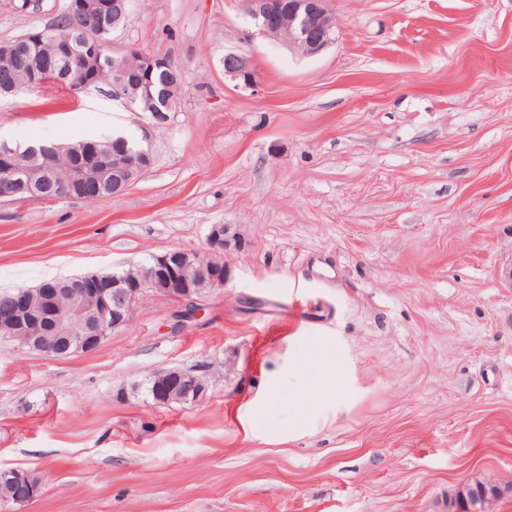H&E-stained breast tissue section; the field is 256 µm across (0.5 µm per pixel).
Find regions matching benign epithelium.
Masks as SVG:
<instances>
[{
    "instance_id": "obj_1",
    "label": "benign epithelium",
    "mask_w": 512,
    "mask_h": 512,
    "mask_svg": "<svg viewBox=\"0 0 512 512\" xmlns=\"http://www.w3.org/2000/svg\"><path fill=\"white\" fill-rule=\"evenodd\" d=\"M246 11L254 22L257 34L264 37L281 35L288 30L285 41L304 56H315L333 42L334 17L328 0H244ZM63 15L69 31L54 37L55 52H41L49 30L35 29L22 37L0 44V53L16 58L24 56L31 75V85L40 87L47 74L54 75L62 85L79 90L97 86V75L107 61H112L111 96L131 107L135 99L130 89L137 87L151 92L152 77L158 70L169 74L168 88L176 93L182 86V73L172 68L167 58L141 51L135 45L121 49L109 46L106 54L101 35L114 33L127 25L130 0H65ZM224 76L245 87L257 84V73L244 54L224 55ZM58 148H43L40 166L21 168L16 153L8 145L0 148V199L13 202L41 201V187L55 178ZM106 154L125 156L123 166H101L95 170L75 164L68 182L59 189L60 197L80 202H92L110 190L120 196L154 162L150 129H143L141 140L129 141L117 134L104 143ZM209 252L201 255L172 249L153 256V262L136 276L96 273L77 275L56 281L63 303L51 307L37 305L22 295L16 306L0 317L6 338L18 342L21 348L37 351L51 358H67L96 350L115 330L126 326L130 313L139 300L155 286L162 285L165 295L184 299L192 294L195 282L224 284L220 269L226 239L224 225L214 224L209 236ZM187 401L203 397L207 385L202 376L176 374ZM14 489L0 497V512H14L16 504L33 499L40 484L27 474L12 471ZM469 485L460 486L448 497V512H463L468 505Z\"/></svg>"
}]
</instances>
